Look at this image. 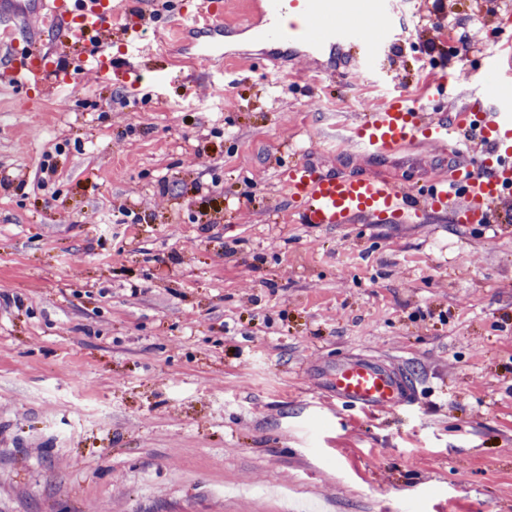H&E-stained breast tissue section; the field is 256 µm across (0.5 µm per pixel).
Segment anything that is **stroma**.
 <instances>
[{
  "instance_id": "35a3bbf8",
  "label": "stroma",
  "mask_w": 512,
  "mask_h": 512,
  "mask_svg": "<svg viewBox=\"0 0 512 512\" xmlns=\"http://www.w3.org/2000/svg\"><path fill=\"white\" fill-rule=\"evenodd\" d=\"M376 59L291 53L245 26L204 64L171 10L122 15L112 53L153 49L142 86L0 80V512H512V212L496 224L296 223L290 160L410 190L450 171L419 141L350 140L449 70V112L512 75V0H388ZM479 21L473 56L446 54ZM54 174L40 186L42 163ZM126 210L125 223L112 214ZM415 379L364 413L319 369L361 351Z\"/></svg>"
}]
</instances>
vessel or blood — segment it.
<instances>
[{
  "label": "vessel or blood",
  "mask_w": 512,
  "mask_h": 512,
  "mask_svg": "<svg viewBox=\"0 0 512 512\" xmlns=\"http://www.w3.org/2000/svg\"><path fill=\"white\" fill-rule=\"evenodd\" d=\"M247 4L249 15L264 14L261 35L277 50L299 45L317 50L328 43L352 59L374 52L381 43L377 27L364 31L350 22L354 16L381 15L380 0H247ZM37 6L48 15L60 48L76 43L82 45L83 54L71 61L33 55L15 38L9 53L24 57L25 63L19 69L0 66V74L24 73L25 85L48 93L77 84L82 71L90 67L137 84L139 68L113 57L109 50L105 35L113 9L107 0H37ZM191 18L193 29L202 34L214 36L228 28L221 0H200ZM494 97V92H487L453 115L428 113L400 99L388 101L357 129L354 144L359 151L384 156L421 135L457 151L459 132L472 130L485 144L483 153L459 166L449 189L432 188L420 198L385 178L322 175L306 163H297L288 169L285 188L301 204L300 222L336 227L389 216L412 223L425 209L446 206L456 193L461 198L454 208L459 222L488 223L500 202L512 197V105L495 103ZM323 379L338 402L368 412L412 405L418 395L415 380L406 372L371 355L327 364Z\"/></svg>",
  "instance_id": "1"
}]
</instances>
